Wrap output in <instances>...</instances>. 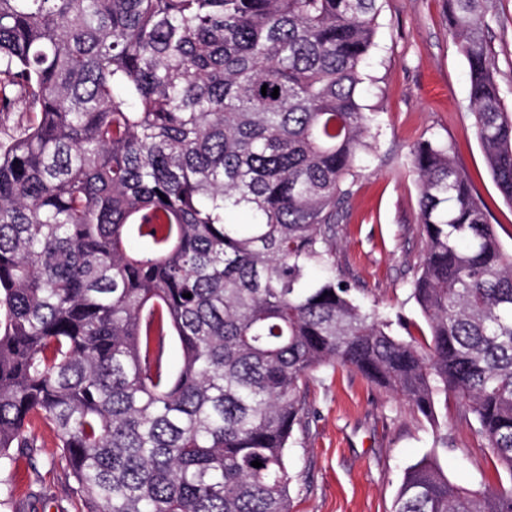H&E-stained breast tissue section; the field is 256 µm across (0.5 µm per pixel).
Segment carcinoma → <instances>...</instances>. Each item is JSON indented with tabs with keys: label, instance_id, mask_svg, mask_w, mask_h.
Here are the masks:
<instances>
[{
	"label": "carcinoma",
	"instance_id": "1",
	"mask_svg": "<svg viewBox=\"0 0 512 512\" xmlns=\"http://www.w3.org/2000/svg\"><path fill=\"white\" fill-rule=\"evenodd\" d=\"M447 6L474 133L512 203L496 0ZM381 10L0 0V116L17 95L29 112L0 124V468L42 420L81 512H292L303 387L342 366L432 422L453 395L512 477V252L447 143L411 153L427 330L397 335L401 318L336 276ZM392 512H512V489L460 487L426 458Z\"/></svg>",
	"mask_w": 512,
	"mask_h": 512
}]
</instances>
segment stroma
<instances>
[{"mask_svg":"<svg viewBox=\"0 0 512 512\" xmlns=\"http://www.w3.org/2000/svg\"><path fill=\"white\" fill-rule=\"evenodd\" d=\"M497 9L488 41L504 107L512 111V0H498ZM375 42L360 102L379 125L337 229L336 273L357 299L421 328L424 318L410 296L425 248L416 222L414 144L428 137L448 143L507 250L512 204L495 186L474 134L467 64L448 33L446 0H384ZM305 403L308 424L288 450L293 512H391L405 472L426 457L454 484L512 486L456 400L437 402L433 424L404 398L329 366L309 379ZM34 433L35 448L15 451L0 471L11 488L0 496V512H80L50 428L39 422Z\"/></svg>","mask_w":512,"mask_h":512,"instance_id":"1","label":"stroma"}]
</instances>
